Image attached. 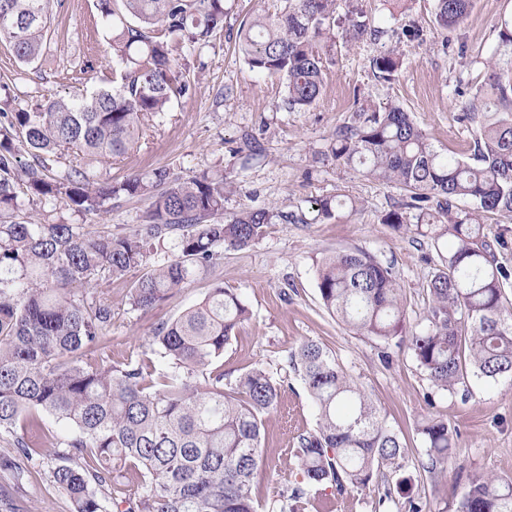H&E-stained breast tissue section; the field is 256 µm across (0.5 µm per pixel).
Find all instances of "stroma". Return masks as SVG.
<instances>
[{
  "label": "stroma",
  "mask_w": 512,
  "mask_h": 512,
  "mask_svg": "<svg viewBox=\"0 0 512 512\" xmlns=\"http://www.w3.org/2000/svg\"><path fill=\"white\" fill-rule=\"evenodd\" d=\"M283 0H225L224 30L205 46L178 52L187 93L175 99L164 117L144 126L134 148L114 159L102 177L121 179L165 166L186 179L202 172L224 174L233 190L224 209L274 207L290 214L269 225L253 246L225 249L218 264L153 310L131 307L129 289L141 272L100 281L112 299V328L105 351L124 363L146 350L158 324L171 321L222 283L249 310V318L222 360L225 384L260 367L286 388L277 408L265 418L269 464L254 483L258 512H271L295 463V437L316 426V410L287 359L302 342L325 346L337 363L372 398L380 415L406 448L384 467L378 484L344 493L310 488L307 512H455L469 479L493 474L512 478V384L489 385L469 379L455 392L432 386L407 347L390 346L383 360L379 342L349 330L323 306L315 268L335 252L360 248L392 265L401 287L410 330L426 326L427 283L446 254V246L427 237L402 233L384 217L406 198L400 186L363 176L336 162L327 147L336 129L351 122L360 106L403 107L441 152L471 156L477 123L460 121L474 98L495 102L486 62L497 58L512 70L504 53L501 17L512 14V0H474L464 21L452 29L435 22L436 0H336V42L327 49L324 89L307 110L287 109L285 88L275 76L250 69L235 48L241 21L253 11L273 10ZM362 14L375 36L348 43L345 20ZM52 41L32 66L20 64L0 41V108L14 112L37 99L70 98L111 86L120 76L112 62L111 33L96 0H62L51 15ZM392 52L401 65L392 79L377 78L372 61ZM340 197L346 204L326 217L315 202ZM149 204L120 199L101 214L82 216L97 230L126 232L144 223ZM437 417L457 431L456 453L444 471L424 470L427 460L418 424ZM57 459L45 454L26 462V476L15 481L0 466V512H72L68 497L50 481ZM411 480L409 494L395 490Z\"/></svg>",
  "instance_id": "stroma-1"
}]
</instances>
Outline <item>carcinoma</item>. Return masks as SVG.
I'll return each instance as SVG.
<instances>
[{
  "mask_svg": "<svg viewBox=\"0 0 512 512\" xmlns=\"http://www.w3.org/2000/svg\"><path fill=\"white\" fill-rule=\"evenodd\" d=\"M52 0H0V40L33 65L50 43ZM112 28V60L122 84L70 100L45 98L28 109L0 113V429L14 433L17 458L64 446L73 453L52 470L73 512H256L254 478L265 464L263 416L275 409L282 385L256 367L224 387V357L249 312L217 283L176 319L158 325L143 357L114 364L102 342L112 327V300L92 302L78 288L147 265L156 243L175 236L178 255L149 267L129 292L148 310L216 265L224 248L245 249L288 214L243 207L224 213L230 185L203 172L187 180L157 167L100 181L95 168L128 153L144 122L167 111L186 91L174 75L173 42L206 44L224 29V0H98ZM335 0H289L237 31L248 66L285 84L290 110L311 107L323 89L321 41L335 39ZM473 0H437L436 21L459 25ZM367 23L348 18L359 40ZM400 57L373 59L388 80ZM500 103L512 104V78L491 74ZM35 163L21 159V148ZM331 155L362 174L398 184L407 201L384 223L427 227L450 249L428 281L427 326L406 334L401 289L393 267L362 249L336 252L317 267L327 311L351 331L384 346L397 339L411 350L432 385L453 392L467 377L512 381V271L499 260L507 241L488 237L484 215L512 216V112L480 126L474 162L434 149L409 113L361 107L338 128ZM73 153L83 164L49 166ZM149 201L148 223L125 235L64 217L108 212L117 198ZM467 201L468 208L457 203ZM418 214L407 216V210ZM416 223H411V220ZM318 412L316 428L297 436L291 492L276 512H306L307 488L366 489L405 449L365 391L319 343L303 342L288 356ZM64 423L61 437L47 419ZM425 468L434 473L455 452L457 431L435 418L418 428ZM456 512H512V480L476 477Z\"/></svg>",
  "mask_w": 512,
  "mask_h": 512,
  "instance_id": "obj_1",
  "label": "carcinoma"
}]
</instances>
